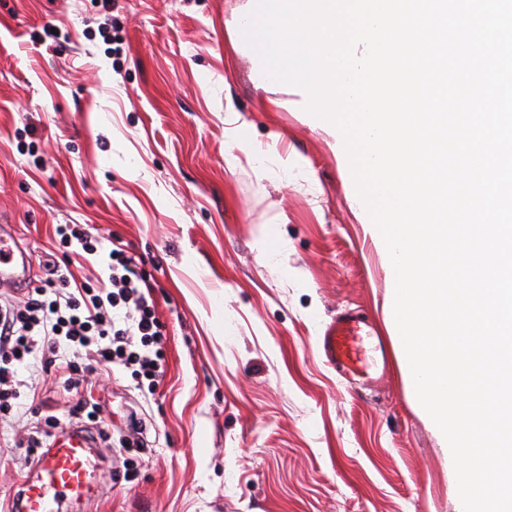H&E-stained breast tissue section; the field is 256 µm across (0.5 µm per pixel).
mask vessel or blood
<instances>
[{"label":"vessel or blood","instance_id":"obj_1","mask_svg":"<svg viewBox=\"0 0 512 512\" xmlns=\"http://www.w3.org/2000/svg\"><path fill=\"white\" fill-rule=\"evenodd\" d=\"M32 257L15 243L11 225L0 226V290L12 291L30 280ZM369 332L358 315L345 312L333 319L319 338L327 365L346 380L371 387L381 373L374 371L363 353ZM96 439L78 427L63 428L38 454L10 512H59L69 502L74 512H84L99 492Z\"/></svg>","mask_w":512,"mask_h":512}]
</instances>
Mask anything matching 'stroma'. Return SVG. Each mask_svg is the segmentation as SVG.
I'll return each mask as SVG.
<instances>
[{"instance_id":"1","label":"stroma","mask_w":512,"mask_h":512,"mask_svg":"<svg viewBox=\"0 0 512 512\" xmlns=\"http://www.w3.org/2000/svg\"><path fill=\"white\" fill-rule=\"evenodd\" d=\"M246 0H0V215L34 260L79 224L134 257L163 324L155 391L118 367L64 390L19 368L22 402L74 424L136 417L146 449L98 444L90 512H454L448 455L399 366L359 396L317 356L340 312L387 333L391 279L365 231L346 151L312 115L274 109L226 23ZM289 181L230 157L224 109ZM278 251L262 264L264 233ZM31 455L0 447V505ZM100 406L97 402L93 400L87 399L77 403L71 410L70 415L75 416L76 418H84L86 417L88 420L93 421L95 423L101 424V435L106 438L112 439L111 434L104 427V421L100 416Z\"/></svg>"}]
</instances>
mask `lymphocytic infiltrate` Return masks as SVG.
Listing matches in <instances>:
<instances>
[{
  "instance_id": "lymphocytic-infiltrate-1",
  "label": "lymphocytic infiltrate",
  "mask_w": 512,
  "mask_h": 512,
  "mask_svg": "<svg viewBox=\"0 0 512 512\" xmlns=\"http://www.w3.org/2000/svg\"><path fill=\"white\" fill-rule=\"evenodd\" d=\"M108 257L109 287L72 286L70 272L49 259L39 286L20 302L0 304V419L16 417L20 408L17 365L60 344L73 355L68 384L84 382L96 363L134 368L156 386L163 332L155 304L138 284L133 258L119 247Z\"/></svg>"
}]
</instances>
